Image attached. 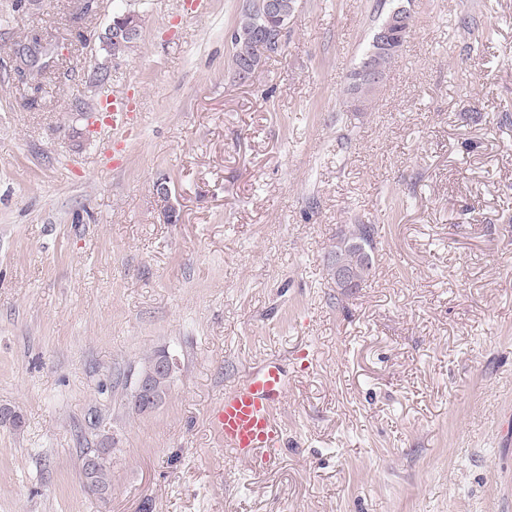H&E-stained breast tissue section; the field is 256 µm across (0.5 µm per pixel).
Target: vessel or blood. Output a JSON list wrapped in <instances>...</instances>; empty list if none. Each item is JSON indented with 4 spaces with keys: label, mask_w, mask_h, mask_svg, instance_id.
<instances>
[{
    "label": "vessel or blood",
    "mask_w": 512,
    "mask_h": 512,
    "mask_svg": "<svg viewBox=\"0 0 512 512\" xmlns=\"http://www.w3.org/2000/svg\"><path fill=\"white\" fill-rule=\"evenodd\" d=\"M112 129L116 151H123L134 110L132 96H116L102 106ZM288 391V372L276 361L254 370L242 383L225 391L210 410L208 424L218 442L239 460L270 459L282 446L278 417Z\"/></svg>",
    "instance_id": "1"
}]
</instances>
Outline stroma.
Masks as SVG:
<instances>
[{"instance_id":"obj_1","label":"stroma","mask_w":512,"mask_h":512,"mask_svg":"<svg viewBox=\"0 0 512 512\" xmlns=\"http://www.w3.org/2000/svg\"><path fill=\"white\" fill-rule=\"evenodd\" d=\"M126 6L141 37L110 59ZM245 6L0 0V512H512V0H298L242 84ZM396 6L414 29L354 111ZM34 35L61 48L35 86ZM133 87L116 169L85 116ZM350 224L377 226L375 270L341 297ZM157 351L173 383L138 414ZM270 357L283 446L243 462L207 415ZM107 433L102 500L81 455ZM405 9L406 8L403 7H395L386 15L380 25L373 32L371 40L364 50L358 64L349 75V82L346 87V93L350 95V99L352 101L351 103L357 109H359L360 105L363 106L365 102L369 101L370 97L373 96L377 89L383 84L389 70L399 56V52L404 42L410 36L413 28L412 26L415 21L411 13H405L401 16V23L404 25H394L392 27L393 36L391 43L392 46H397L398 50L392 52L383 51L377 42V34L381 43L387 40L389 31L387 29H383L382 31L380 30L389 23L393 16H396L398 13H401ZM405 25L412 28L407 29ZM363 64H369L378 78H374L372 80H363L361 77V68ZM134 395L135 397L132 399V407L134 410H137L139 414L144 413L142 410L149 411L153 409L157 404L152 382L146 377H138L134 389ZM99 450V448H84L82 451V476L88 488L99 495L109 493L112 488L111 484V461L104 459L94 469L89 470L86 466V457L89 453Z\"/></svg>"}]
</instances>
